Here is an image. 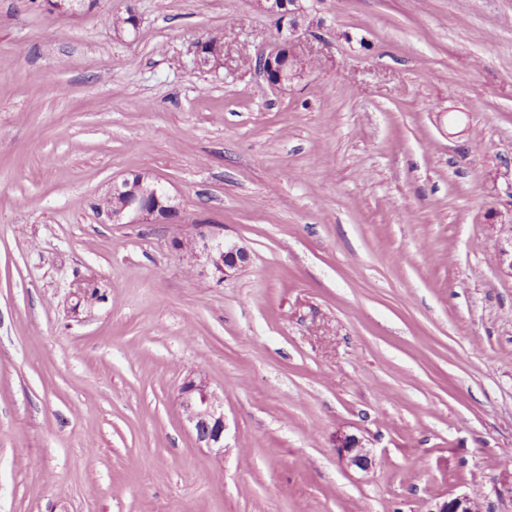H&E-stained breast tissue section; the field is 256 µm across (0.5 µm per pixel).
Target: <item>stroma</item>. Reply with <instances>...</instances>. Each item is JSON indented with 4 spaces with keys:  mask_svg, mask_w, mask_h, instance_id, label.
Here are the masks:
<instances>
[{
    "mask_svg": "<svg viewBox=\"0 0 512 512\" xmlns=\"http://www.w3.org/2000/svg\"><path fill=\"white\" fill-rule=\"evenodd\" d=\"M307 4L276 86L255 0H0V512H512V0ZM136 173L180 219L101 223ZM202 252L213 273L222 278L246 267L250 258L244 247L232 242L227 243L215 229L210 231ZM182 415L200 447L224 453V406L203 379L187 378L180 388ZM336 450L347 468L366 470L372 464L370 450L354 438L340 436Z\"/></svg>",
    "mask_w": 512,
    "mask_h": 512,
    "instance_id": "1",
    "label": "stroma"
}]
</instances>
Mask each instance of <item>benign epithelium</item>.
<instances>
[{
	"instance_id": "benign-epithelium-1",
	"label": "benign epithelium",
	"mask_w": 512,
	"mask_h": 512,
	"mask_svg": "<svg viewBox=\"0 0 512 512\" xmlns=\"http://www.w3.org/2000/svg\"><path fill=\"white\" fill-rule=\"evenodd\" d=\"M257 6L274 17L278 25L276 40L257 52V64L267 80L278 86L284 85V70L289 64L298 62L297 48L301 45L299 35L300 15L306 13L301 0H255ZM125 178L115 183L108 194L123 195L125 203L116 212L101 211L99 215L113 224L128 219L132 223L155 224L172 220L180 212L177 199L162 188L140 194L129 188ZM203 254L213 273L225 277L249 263L248 251L232 242H226L216 230H211L203 244ZM182 415L191 425L198 444L224 453V406L203 379L187 378L180 388ZM337 453L348 468L368 469L372 464L371 452L354 438L338 439ZM474 501L466 495L446 498L436 504L434 512H475Z\"/></svg>"
}]
</instances>
